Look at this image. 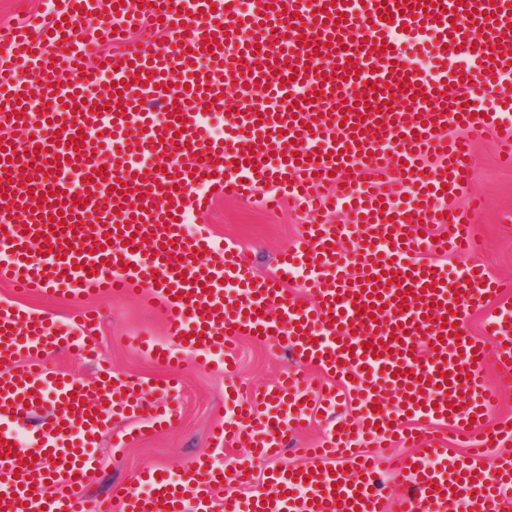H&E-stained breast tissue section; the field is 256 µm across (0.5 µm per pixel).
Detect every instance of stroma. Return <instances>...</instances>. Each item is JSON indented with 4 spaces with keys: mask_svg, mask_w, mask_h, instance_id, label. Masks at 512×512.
<instances>
[{
    "mask_svg": "<svg viewBox=\"0 0 512 512\" xmlns=\"http://www.w3.org/2000/svg\"><path fill=\"white\" fill-rule=\"evenodd\" d=\"M469 164L467 191L484 201L474 218L483 243L479 258L492 277L512 278V167L498 163L491 135L476 147ZM308 221L306 213L289 203L269 211L256 201L240 203L220 197L210 213L193 216L187 226L192 232L205 228L217 241L238 244L251 253L257 273L269 274L274 270L276 252L292 244ZM1 303L18 304L56 320L68 318L76 309L69 299L41 290L18 293L8 274L0 271ZM99 308L102 315L95 328L101 347L99 362L60 352L50 359V367L86 382L96 379L105 368L113 375L144 382L147 397L152 396L153 386L177 378L181 418L172 429L153 430L138 416L115 414L99 435L98 462L86 479V492L92 496L136 485L148 468L181 471L195 456L209 453V431L225 411L223 366L199 363L188 352L183 364L172 370L134 345L137 336L166 342L159 308L142 300L108 296ZM234 349L238 355L237 380L242 386L274 385L291 369L298 377L299 391L312 393L324 379L316 367L293 365L284 346L243 337L235 342Z\"/></svg>",
    "mask_w": 512,
    "mask_h": 512,
    "instance_id": "obj_1",
    "label": "stroma"
}]
</instances>
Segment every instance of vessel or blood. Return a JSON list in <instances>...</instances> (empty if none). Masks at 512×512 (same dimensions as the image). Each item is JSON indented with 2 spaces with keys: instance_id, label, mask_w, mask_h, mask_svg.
<instances>
[{
  "instance_id": "b4317fda",
  "label": "vessel or blood",
  "mask_w": 512,
  "mask_h": 512,
  "mask_svg": "<svg viewBox=\"0 0 512 512\" xmlns=\"http://www.w3.org/2000/svg\"><path fill=\"white\" fill-rule=\"evenodd\" d=\"M60 2L47 20L0 27V186L12 188L0 198V267L14 287L77 303L150 297L165 311L170 339L228 365L235 339L273 331L294 363L342 380L354 406L329 440L302 449L305 466L273 468L263 492L246 493L251 460L225 471L214 457L234 443L281 456L291 422L309 416L312 403L286 374L274 387L232 397L210 432V454L179 475L151 471L144 488L92 499L85 479L95 436L116 408L142 409V385L89 383L48 367L47 356L63 349L97 359L88 310L58 327L1 306L0 512H211L219 492L230 512H385L377 465L362 451L377 435L415 449L390 468L403 488L397 507L456 512L462 495L479 512H512L504 498L512 457L498 455L491 469L482 461L486 444L512 438L511 422L482 420L494 398L486 364L512 375V312L490 320L491 348L466 325L470 309L512 282L433 259L477 248L469 220L450 207L475 143L494 133L512 163V100L501 96L512 86V0ZM395 6L399 14L386 18ZM157 28L167 43L131 49L127 33ZM336 42L343 51L333 52ZM268 58L278 69L265 66ZM32 73L41 84L35 94L26 87ZM113 83L122 88L118 106ZM257 85L265 91L252 110L246 101ZM228 96L237 108L225 110L223 138L210 139ZM346 101L357 112L342 113ZM164 102L181 111L185 132L171 129ZM80 132L87 143L77 152L66 142ZM122 183L127 196H111ZM263 186L309 209H345L351 219L306 225L276 273L260 275L243 252L185 234L177 218L202 211L214 194L249 199ZM33 194L48 196V206L27 211ZM172 199L180 208L169 207ZM437 227L447 238H435ZM297 273L300 296L287 281ZM445 373L453 376L446 390ZM44 393L55 400L53 420L30 447H18L14 414ZM469 421L480 443L449 459L436 425ZM234 486L241 494H231Z\"/></svg>"
}]
</instances>
